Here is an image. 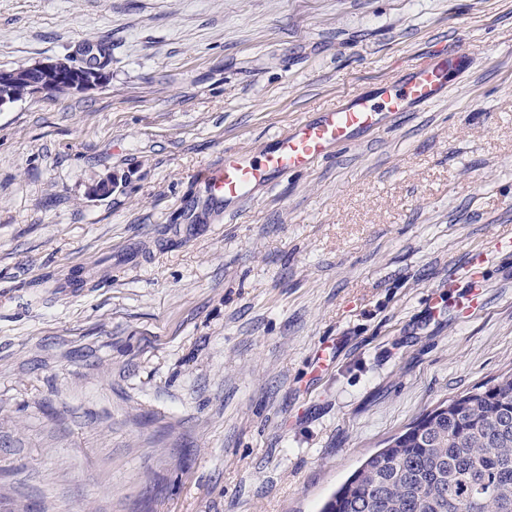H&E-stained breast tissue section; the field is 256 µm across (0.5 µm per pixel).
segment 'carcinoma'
I'll use <instances>...</instances> for the list:
<instances>
[{
	"label": "carcinoma",
	"mask_w": 512,
	"mask_h": 512,
	"mask_svg": "<svg viewBox=\"0 0 512 512\" xmlns=\"http://www.w3.org/2000/svg\"><path fill=\"white\" fill-rule=\"evenodd\" d=\"M29 96L0 81V102ZM321 512H512V373L436 407L368 457Z\"/></svg>",
	"instance_id": "1"
}]
</instances>
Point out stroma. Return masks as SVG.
Returning <instances> with one entry per match:
<instances>
[{"instance_id":"35a3bbf8","label":"stroma","mask_w":512,"mask_h":512,"mask_svg":"<svg viewBox=\"0 0 512 512\" xmlns=\"http://www.w3.org/2000/svg\"><path fill=\"white\" fill-rule=\"evenodd\" d=\"M90 42L102 87L0 108V512H319L512 370V0H0L2 68ZM451 46L437 103L207 203Z\"/></svg>"}]
</instances>
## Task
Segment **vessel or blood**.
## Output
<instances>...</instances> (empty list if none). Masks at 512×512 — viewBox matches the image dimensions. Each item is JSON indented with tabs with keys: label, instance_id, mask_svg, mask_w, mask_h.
Instances as JSON below:
<instances>
[{
	"label": "vessel or blood",
	"instance_id": "b4317fda",
	"mask_svg": "<svg viewBox=\"0 0 512 512\" xmlns=\"http://www.w3.org/2000/svg\"><path fill=\"white\" fill-rule=\"evenodd\" d=\"M467 65L468 58L460 49L422 57L402 83L382 84L375 96L357 95L317 118L297 122L259 156L225 152L222 168L201 171L197 178L211 200L244 202L273 177L305 171L329 156L331 150L349 146L358 133L379 130L387 119L436 102L447 89L451 75Z\"/></svg>",
	"mask_w": 512,
	"mask_h": 512
}]
</instances>
